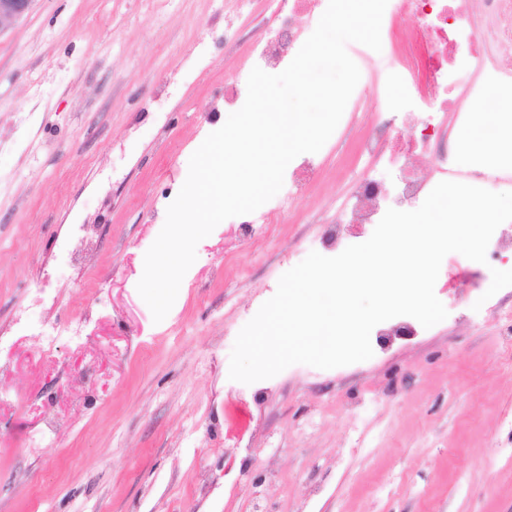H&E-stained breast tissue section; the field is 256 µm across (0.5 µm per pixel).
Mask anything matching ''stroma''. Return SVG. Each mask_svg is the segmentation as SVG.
<instances>
[{"label": "stroma", "instance_id": "obj_1", "mask_svg": "<svg viewBox=\"0 0 512 512\" xmlns=\"http://www.w3.org/2000/svg\"><path fill=\"white\" fill-rule=\"evenodd\" d=\"M235 0H35L0 32V328L46 288L47 321L87 318L82 347L0 354V512H512V286L448 254L445 320L398 319L373 356L229 378L241 328L310 252L345 190L398 169L355 140L410 88L366 92L351 137H330L295 208L254 228L220 223L165 319L137 291L144 256L191 155L226 121L224 81L245 52L217 47ZM95 229L82 265L54 269L58 238ZM52 432L49 448L27 447Z\"/></svg>", "mask_w": 512, "mask_h": 512}]
</instances>
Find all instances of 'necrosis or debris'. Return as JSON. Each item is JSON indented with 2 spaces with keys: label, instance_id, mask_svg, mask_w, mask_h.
Instances as JSON below:
<instances>
[{
  "label": "necrosis or debris",
  "instance_id": "4bbe7bcc",
  "mask_svg": "<svg viewBox=\"0 0 512 512\" xmlns=\"http://www.w3.org/2000/svg\"><path fill=\"white\" fill-rule=\"evenodd\" d=\"M328 0H269L271 18L248 44L250 68L236 72L224 90V109L239 110L251 67L277 74L283 71L308 38L299 28L300 17L316 18ZM399 12L411 23L404 39L410 55L399 57L395 75L416 85L418 106L424 112L419 136L408 139L363 136L358 150L381 166H396L413 155L430 156L434 176L426 178L408 170L394 186L372 176L359 179L336 210L328 231L337 250L350 241L365 242L388 208L423 203L437 183L449 180L484 189L512 182V166L474 165L459 167L448 150L456 128L474 129L493 140L498 128L475 122L465 103L479 101L486 111L501 109L497 86L511 83L512 72L503 71L499 56L512 51V0H399ZM316 173L312 158L298 157L288 170L280 192L253 213L240 216L243 224H272L308 191ZM79 324L53 325L20 312L11 332L0 331V352L11 351L17 337L35 339L43 351H51L61 340H79Z\"/></svg>",
  "mask_w": 512,
  "mask_h": 512
}]
</instances>
